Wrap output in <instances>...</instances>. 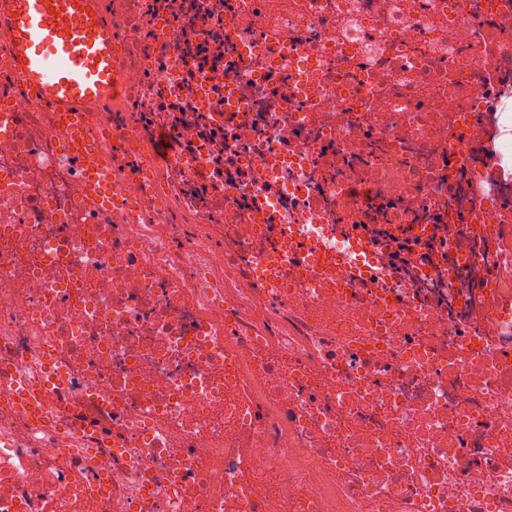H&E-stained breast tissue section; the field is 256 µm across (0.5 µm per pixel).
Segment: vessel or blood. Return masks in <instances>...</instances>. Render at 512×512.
Segmentation results:
<instances>
[{"label": "vessel or blood", "instance_id": "vessel-or-blood-1", "mask_svg": "<svg viewBox=\"0 0 512 512\" xmlns=\"http://www.w3.org/2000/svg\"><path fill=\"white\" fill-rule=\"evenodd\" d=\"M0 26L11 32L17 73L37 86L55 111L119 95L112 34L95 15L91 0H0ZM70 134L91 191L111 203L105 145L84 143L76 125Z\"/></svg>", "mask_w": 512, "mask_h": 512}]
</instances>
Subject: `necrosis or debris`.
I'll use <instances>...</instances> for the list:
<instances>
[{"label": "necrosis or debris", "instance_id": "necrosis-or-debris-1", "mask_svg": "<svg viewBox=\"0 0 512 512\" xmlns=\"http://www.w3.org/2000/svg\"><path fill=\"white\" fill-rule=\"evenodd\" d=\"M96 6L109 208L0 29V512H512V0Z\"/></svg>", "mask_w": 512, "mask_h": 512}]
</instances>
